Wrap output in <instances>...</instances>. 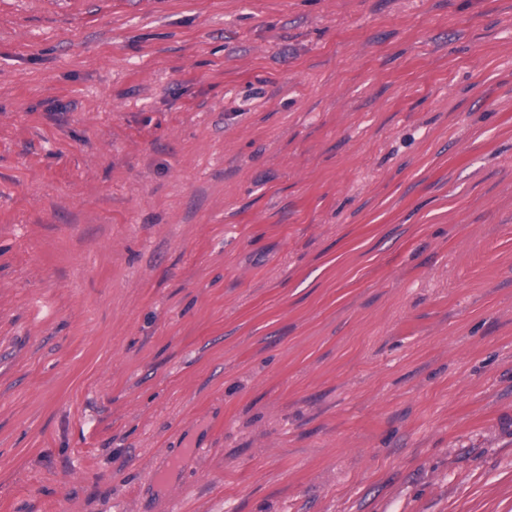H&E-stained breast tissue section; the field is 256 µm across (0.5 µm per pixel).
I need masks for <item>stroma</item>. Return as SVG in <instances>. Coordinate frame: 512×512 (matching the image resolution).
I'll use <instances>...</instances> for the list:
<instances>
[{"mask_svg":"<svg viewBox=\"0 0 512 512\" xmlns=\"http://www.w3.org/2000/svg\"><path fill=\"white\" fill-rule=\"evenodd\" d=\"M0 512H512V0H0Z\"/></svg>","mask_w":512,"mask_h":512,"instance_id":"1","label":"stroma"}]
</instances>
